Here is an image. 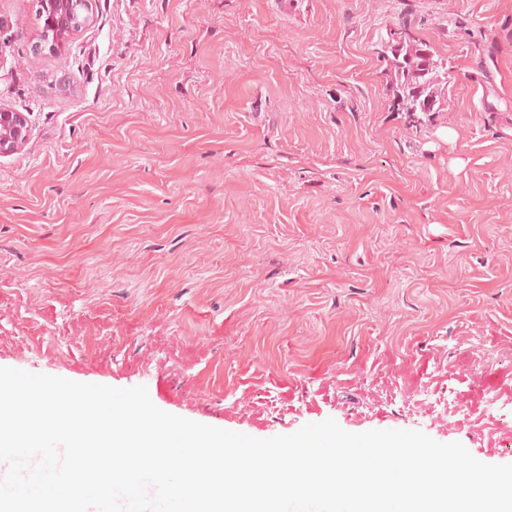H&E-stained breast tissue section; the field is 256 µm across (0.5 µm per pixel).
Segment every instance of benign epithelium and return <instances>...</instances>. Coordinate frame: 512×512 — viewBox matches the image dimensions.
I'll list each match as a JSON object with an SVG mask.
<instances>
[{"instance_id": "1", "label": "benign epithelium", "mask_w": 512, "mask_h": 512, "mask_svg": "<svg viewBox=\"0 0 512 512\" xmlns=\"http://www.w3.org/2000/svg\"><path fill=\"white\" fill-rule=\"evenodd\" d=\"M43 26L31 45L34 57L44 51L58 52L86 28L92 17V0H37ZM28 120L24 113L0 106V155L19 150L28 139Z\"/></svg>"}]
</instances>
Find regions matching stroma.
Masks as SVG:
<instances>
[{"label":"stroma","mask_w":512,"mask_h":512,"mask_svg":"<svg viewBox=\"0 0 512 512\" xmlns=\"http://www.w3.org/2000/svg\"><path fill=\"white\" fill-rule=\"evenodd\" d=\"M0 0V367L257 438L331 418L512 462V0ZM407 24L448 108L396 110ZM38 14L43 26L37 41L31 45L34 57L58 52L86 28L92 17V0H37ZM28 120L24 113L0 106V155L19 150L28 139Z\"/></svg>","instance_id":"obj_1"}]
</instances>
